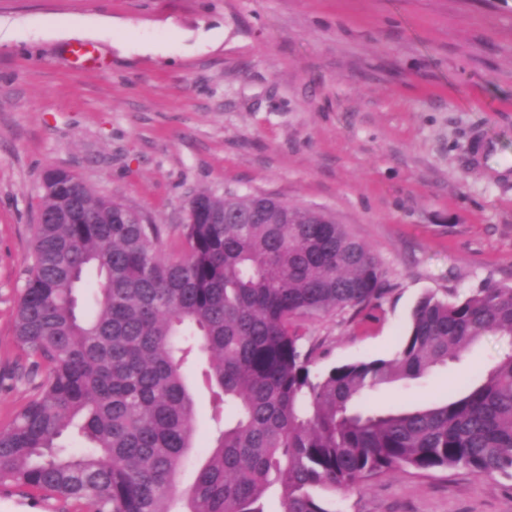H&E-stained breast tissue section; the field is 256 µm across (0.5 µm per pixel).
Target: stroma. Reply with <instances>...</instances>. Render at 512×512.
Listing matches in <instances>:
<instances>
[{
    "mask_svg": "<svg viewBox=\"0 0 512 512\" xmlns=\"http://www.w3.org/2000/svg\"><path fill=\"white\" fill-rule=\"evenodd\" d=\"M94 47L90 62L74 42ZM512 0H0V428L32 397L14 340L41 178L143 211L177 253L196 193L331 214L378 258V302L305 324L313 369L391 357L425 294L512 285ZM512 343L484 337L390 407L446 399ZM335 512H512V478L380 474ZM0 512H86L0 487Z\"/></svg>",
    "mask_w": 512,
    "mask_h": 512,
    "instance_id": "obj_1",
    "label": "stroma"
}]
</instances>
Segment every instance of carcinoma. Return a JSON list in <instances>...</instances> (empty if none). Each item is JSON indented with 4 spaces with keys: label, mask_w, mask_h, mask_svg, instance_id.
Returning <instances> with one entry per match:
<instances>
[{
    "label": "carcinoma",
    "mask_w": 512,
    "mask_h": 512,
    "mask_svg": "<svg viewBox=\"0 0 512 512\" xmlns=\"http://www.w3.org/2000/svg\"><path fill=\"white\" fill-rule=\"evenodd\" d=\"M42 189L14 337L43 372L0 429V486L89 512H268L271 498L282 512H331L317 490L378 474L512 477V347L445 401L375 402L484 336L512 339V286L427 294L393 357L316 373L305 323L387 292L345 225L271 197L201 191L168 255L162 225L69 172H45ZM92 278L96 303L83 314L77 291ZM190 375L208 396L213 440L180 492L195 437ZM71 429L87 443L80 454L60 443Z\"/></svg>",
    "instance_id": "carcinoma-1"
}]
</instances>
